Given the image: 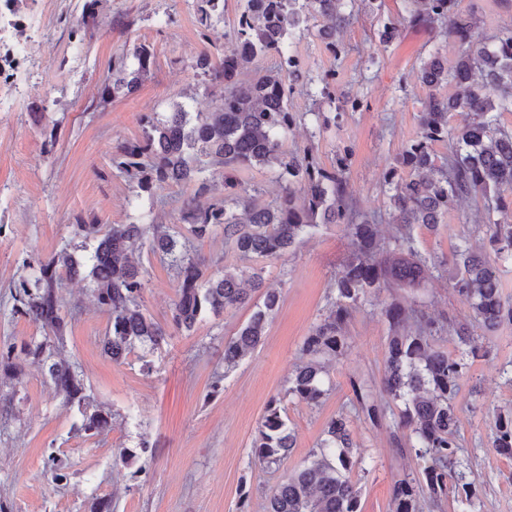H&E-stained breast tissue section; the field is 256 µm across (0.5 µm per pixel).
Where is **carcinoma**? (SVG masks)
Segmentation results:
<instances>
[{
	"label": "carcinoma",
	"mask_w": 512,
	"mask_h": 512,
	"mask_svg": "<svg viewBox=\"0 0 512 512\" xmlns=\"http://www.w3.org/2000/svg\"><path fill=\"white\" fill-rule=\"evenodd\" d=\"M200 23L224 19V0H195ZM344 0H244L224 48L205 49L195 67L206 83L221 87L212 110L190 117L183 105L161 119L141 117L142 133L134 140H119L112 147L109 166L139 193L152 195L164 185L193 186V196L181 201L169 223L182 224L186 233L169 232L156 219L140 217L132 224H95L82 218L70 225L71 236L92 244L87 257L64 246L35 259L30 278L13 283L14 308L30 322L52 333L21 346L0 351V373L17 376L28 364L41 369L64 403L85 405L83 380L62 357L66 322L60 289L64 281L87 279L98 307L108 315L109 332L103 349L122 363L138 344L158 346L165 330L148 317L140 299L146 282L142 266L132 253L147 241L176 273L177 298L173 324L186 332L207 313L220 314L250 304L258 291L263 301L249 320L224 342V367L232 368L262 342L279 294L264 288L262 270L247 276L233 266L206 274L190 241L222 231L224 245L242 260L278 259L322 224H340L350 239V252L336 274L331 310L305 337V360L294 369L284 395L270 400L254 442L253 460L260 466L280 468L294 448L285 398L317 406L327 395L328 368L350 348L346 323L359 302L388 288H418L425 276L453 267L452 290L467 305L464 319L432 316L423 309L391 303L382 311L389 325L385 371L380 396L363 381H351L352 410L371 425L381 424L391 404L401 403L394 435L397 450L409 451L422 462L419 474H404L391 486V512H425L442 508L448 495L472 505L481 484L462 459L459 419L454 399L473 361L489 354L475 329L493 330L512 323V304L500 291L501 266L512 262V224L495 219L505 211L503 191L512 190V127L499 116L512 112V29L485 37L479 31L474 8L462 0H404L406 15L383 25L380 39L395 38L407 22L431 32L454 37L460 50L453 64L439 55L423 61L418 78L430 89L419 112V133L405 144L397 165L384 174L388 193L386 211L394 231L379 235L381 214L355 209L348 192L349 153L343 152L329 168L309 145L295 152L283 148V139L296 124L288 103L300 75L299 60L289 49L296 33L313 27L338 50L336 33L349 24ZM154 53L145 45L132 55L112 58L99 87L98 103L116 94L132 93L149 72ZM270 58L264 73L249 82L236 79L247 65ZM336 74L326 73L312 94L314 102L336 103ZM455 84L448 97L436 91ZM467 112L470 120L457 128L448 114ZM444 143L440 157L434 146ZM256 167L275 170L279 196L258 203L259 189L241 178ZM222 184H216V177ZM205 197L203 204L198 198ZM482 200L484 224L478 226L493 247L490 255L477 250L464 232L451 257L423 253L413 228H434L448 210L468 199ZM446 336L454 350L440 347ZM110 416L100 410L84 413L79 431L102 433ZM493 447L512 458V412L496 414ZM366 471L353 442L345 414L327 422L323 438L306 463L287 471L268 498L266 512H361V487L352 481L354 468Z\"/></svg>",
	"instance_id": "obj_1"
}]
</instances>
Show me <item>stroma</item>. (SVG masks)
Instances as JSON below:
<instances>
[{
    "label": "stroma",
    "instance_id": "1",
    "mask_svg": "<svg viewBox=\"0 0 512 512\" xmlns=\"http://www.w3.org/2000/svg\"><path fill=\"white\" fill-rule=\"evenodd\" d=\"M16 8L48 39L22 43L27 60L12 86L0 89V101L10 106L0 112V349L43 338L42 328L14 313L10 286L27 276L24 260L66 245L79 248L70 235L76 218L128 224L151 209L153 196L193 195V188L175 185L137 195L112 173L109 156L115 141L140 136L141 115H167L180 91L191 93L189 112L208 111L218 91L198 76L194 63L207 45L224 44L240 4L226 0L223 21L206 31L194 0H101L78 45L58 18L68 13L80 19V0H18ZM404 12L403 0H383L378 7L356 0L350 23L337 36V54L320 37L293 40L309 79L335 71L337 100L358 98L364 107L339 117L322 105L321 126L311 100L295 94L298 118L284 147L314 145L326 166L336 153L351 150L350 196L367 212L385 211L383 175L418 132L428 93L417 78L422 60L436 49L451 60L458 53L454 39L408 24L390 43H380L384 22ZM119 15L123 25L110 27ZM139 44L154 47L155 63L138 90L92 109L112 57ZM44 126L57 130L49 155ZM471 209L465 203L449 210L434 231L415 225L420 250L451 256ZM348 251L340 226L324 224L285 258L261 261L264 284L278 292L279 306L263 342L229 370L224 343L249 320L252 307L204 315L190 332L174 329L177 281L149 246L135 252L146 272L142 305L169 335L157 347H136L126 363H113L102 350L108 316L96 307L88 282L66 283L61 351L75 364L92 407L108 413L111 424L92 438L80 433V409L64 404L38 367L0 380V397L10 402L0 415V512H265L283 472L299 467L326 422L349 410L350 379L379 384L389 333L382 307L414 299L436 316L466 312L450 282L436 279L414 292L384 291L354 306L347 323L351 347L330 371L331 391L317 406L286 398L295 447L281 469L255 465L252 446L266 406L284 395L304 337L328 314L331 284ZM489 344V357L473 362L456 397L459 438L482 485L466 512H512V458L489 440L495 410L512 407L504 372L512 361V324L491 332ZM350 429L368 467L366 474L351 475L362 487L361 512H391L393 481L418 471L419 462L412 453L396 452L389 426L355 416Z\"/></svg>",
    "mask_w": 512,
    "mask_h": 512
}]
</instances>
